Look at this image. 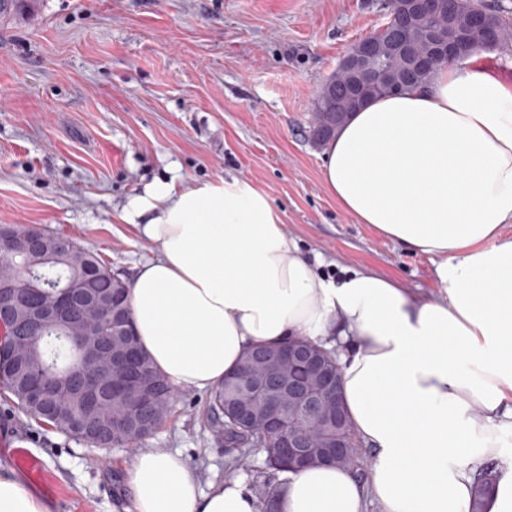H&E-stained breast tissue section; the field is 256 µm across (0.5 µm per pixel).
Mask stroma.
<instances>
[{"label":"stroma","mask_w":512,"mask_h":512,"mask_svg":"<svg viewBox=\"0 0 512 512\" xmlns=\"http://www.w3.org/2000/svg\"><path fill=\"white\" fill-rule=\"evenodd\" d=\"M386 20L381 0H38L0 17V226L73 239L123 278L158 254L120 218L157 179H237L334 276L351 269L431 292L428 257L340 209L309 137L314 100ZM209 391L182 389L145 449L180 451L201 487L228 479L204 427ZM133 451L94 448L0 401V460L52 512H129Z\"/></svg>","instance_id":"stroma-1"}]
</instances>
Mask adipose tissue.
<instances>
[{
	"label": "adipose tissue",
	"mask_w": 512,
	"mask_h": 512,
	"mask_svg": "<svg viewBox=\"0 0 512 512\" xmlns=\"http://www.w3.org/2000/svg\"><path fill=\"white\" fill-rule=\"evenodd\" d=\"M344 212L429 258L430 294L370 272L328 277L268 199L239 181L158 180L122 218L158 245L127 297L154 367L213 390L247 349L338 340L342 397L371 452L364 475L291 474L276 512H512V86L462 61L424 87L370 100L326 145ZM134 512H260L244 479L201 489L180 454H136ZM0 512H50L0 465Z\"/></svg>",
	"instance_id": "ef3b65f1"
}]
</instances>
